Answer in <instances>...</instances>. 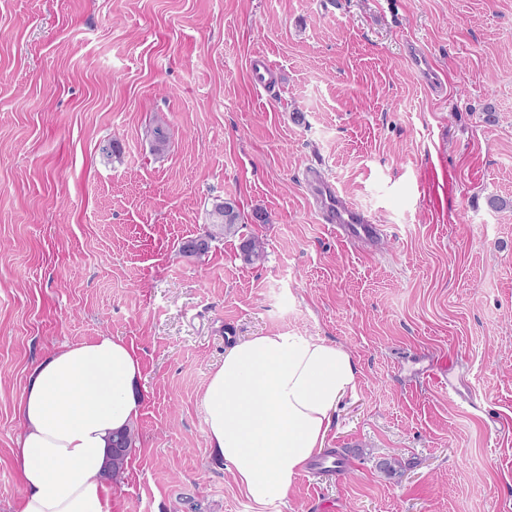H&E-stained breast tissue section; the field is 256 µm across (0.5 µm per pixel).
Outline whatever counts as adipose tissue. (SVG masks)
<instances>
[{
  "mask_svg": "<svg viewBox=\"0 0 512 512\" xmlns=\"http://www.w3.org/2000/svg\"><path fill=\"white\" fill-rule=\"evenodd\" d=\"M140 377L133 346L106 335L64 345L34 368L18 402L17 512H111L100 473L113 432L139 414ZM357 378L348 352L294 331L237 343L202 394L208 446L253 502L284 499L324 451L332 414Z\"/></svg>",
  "mask_w": 512,
  "mask_h": 512,
  "instance_id": "1",
  "label": "adipose tissue"
}]
</instances>
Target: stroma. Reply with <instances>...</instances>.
Here are the masks:
<instances>
[{"label":"stroma","instance_id":"1","mask_svg":"<svg viewBox=\"0 0 512 512\" xmlns=\"http://www.w3.org/2000/svg\"><path fill=\"white\" fill-rule=\"evenodd\" d=\"M316 179L373 232L337 236ZM219 199L237 235L183 257ZM279 330L358 380L326 439L342 471L258 505L201 393ZM104 334L142 364L112 512H512V0H0V512L33 368Z\"/></svg>","mask_w":512,"mask_h":512}]
</instances>
